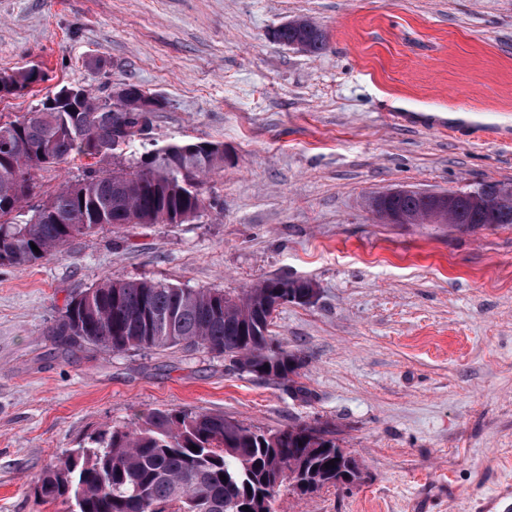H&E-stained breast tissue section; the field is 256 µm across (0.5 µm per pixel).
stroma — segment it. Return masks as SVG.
<instances>
[{
	"mask_svg": "<svg viewBox=\"0 0 512 512\" xmlns=\"http://www.w3.org/2000/svg\"><path fill=\"white\" fill-rule=\"evenodd\" d=\"M305 18L309 54L275 42ZM48 81L0 100V119L58 86L134 84L160 98L149 138L223 144L183 224H127L58 255L0 267V512H66L33 480L110 425L158 409L251 427H327L359 482L281 512H477L512 486V224H387L393 188L512 185V0H0V73ZM480 126L458 133L440 117ZM86 158L36 171L31 205ZM309 280L315 303L276 313L305 365L287 385L204 349L115 353L55 344L72 297L151 279L240 291ZM304 20L308 22L309 29H298L290 21L289 24L282 25L273 32L274 40L284 46L303 41L306 47L305 52L314 54L322 51L326 45L325 33L309 20Z\"/></svg>",
	"mask_w": 512,
	"mask_h": 512,
	"instance_id": "stroma-1",
	"label": "stroma"
}]
</instances>
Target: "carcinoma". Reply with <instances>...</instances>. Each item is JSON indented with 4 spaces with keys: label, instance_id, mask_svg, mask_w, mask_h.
<instances>
[{
    "label": "carcinoma",
    "instance_id": "carcinoma-1",
    "mask_svg": "<svg viewBox=\"0 0 512 512\" xmlns=\"http://www.w3.org/2000/svg\"><path fill=\"white\" fill-rule=\"evenodd\" d=\"M273 38L284 46L302 41L313 54L326 45L325 33L314 24L307 30L282 25ZM46 81L38 65L0 73V87L11 96ZM123 90L130 101L155 112L163 107L136 85ZM139 116L110 94L63 85L48 91L40 107L0 124V266H30L106 227L183 224L205 209L204 177L224 165V146L175 141L145 147L125 161L126 150L143 139ZM76 156L95 163L47 201L27 207L34 171ZM389 205L420 218L432 209L415 193ZM457 208L458 224H512V210L476 209L466 197ZM317 294L311 281L286 278H268L236 294L153 280H105L70 299L50 335L68 347L87 344L114 353L203 348L242 372L288 382L302 395L294 376L305 357L271 336V300L310 305ZM331 460L335 465L325 466ZM359 478L355 460L325 428L262 430L222 413L165 409L91 436L87 446L66 453L38 478L35 497L71 503L72 512H278L283 487L308 495Z\"/></svg>",
    "mask_w": 512,
    "mask_h": 512
}]
</instances>
